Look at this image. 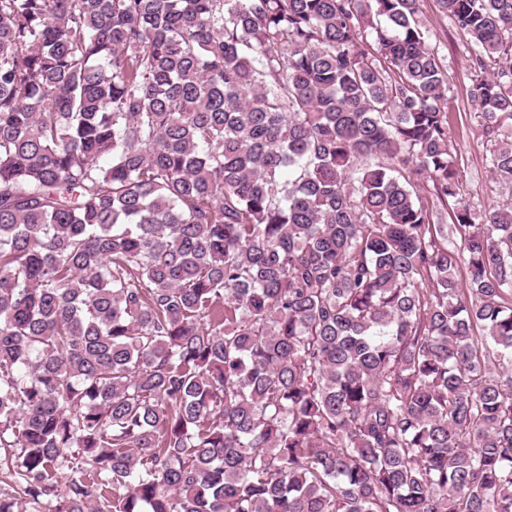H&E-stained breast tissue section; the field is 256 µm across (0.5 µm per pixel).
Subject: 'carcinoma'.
<instances>
[{"label":"carcinoma","mask_w":512,"mask_h":512,"mask_svg":"<svg viewBox=\"0 0 512 512\" xmlns=\"http://www.w3.org/2000/svg\"><path fill=\"white\" fill-rule=\"evenodd\" d=\"M440 2L512 187V0ZM419 3L0 0V512H512Z\"/></svg>","instance_id":"1"}]
</instances>
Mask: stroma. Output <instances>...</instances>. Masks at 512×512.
Returning <instances> with one entry per match:
<instances>
[{
	"label": "stroma",
	"mask_w": 512,
	"mask_h": 512,
	"mask_svg": "<svg viewBox=\"0 0 512 512\" xmlns=\"http://www.w3.org/2000/svg\"><path fill=\"white\" fill-rule=\"evenodd\" d=\"M419 23L426 44L441 57L448 70V108L457 172L464 192L475 210L512 200V190L495 183L490 172L492 147L483 135L480 120L468 92L476 74L470 67L473 48L462 39L439 0H420Z\"/></svg>",
	"instance_id": "35a3bbf8"
}]
</instances>
